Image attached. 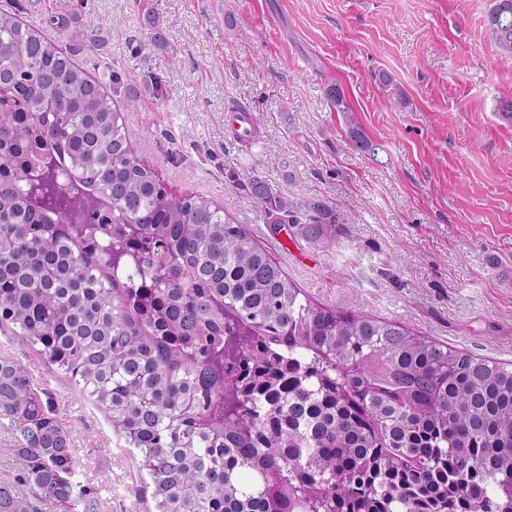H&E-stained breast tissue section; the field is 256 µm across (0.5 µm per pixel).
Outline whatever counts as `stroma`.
<instances>
[{
    "instance_id": "1",
    "label": "stroma",
    "mask_w": 512,
    "mask_h": 512,
    "mask_svg": "<svg viewBox=\"0 0 512 512\" xmlns=\"http://www.w3.org/2000/svg\"><path fill=\"white\" fill-rule=\"evenodd\" d=\"M492 0H41L22 13L94 17L100 45L74 60L124 115L137 158L176 194L214 200L313 301L370 312L512 364V60L485 27ZM160 42H152L153 34ZM342 90L337 111L327 89ZM399 92L403 105L390 107ZM252 118L250 143L230 128ZM357 126L372 143L349 139ZM323 200L322 243L281 244L246 184ZM74 427L97 512H153L140 459L105 413L0 328Z\"/></svg>"
}]
</instances>
